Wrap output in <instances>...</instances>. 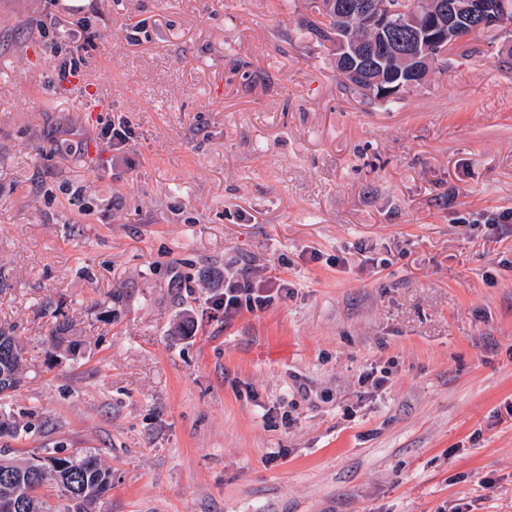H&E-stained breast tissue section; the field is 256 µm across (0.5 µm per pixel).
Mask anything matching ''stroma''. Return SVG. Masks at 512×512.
I'll return each mask as SVG.
<instances>
[{
  "label": "stroma",
  "instance_id": "35a3bbf8",
  "mask_svg": "<svg viewBox=\"0 0 512 512\" xmlns=\"http://www.w3.org/2000/svg\"><path fill=\"white\" fill-rule=\"evenodd\" d=\"M312 17L0 0V449L96 455L99 512H512V33L387 109ZM224 315L231 318L235 316L242 308L249 311H263L272 301L271 295L256 294L254 288L244 278L240 279H225L224 278ZM0 394L17 389L26 362V348L13 328H0ZM6 344V345H5Z\"/></svg>",
  "mask_w": 512,
  "mask_h": 512
}]
</instances>
